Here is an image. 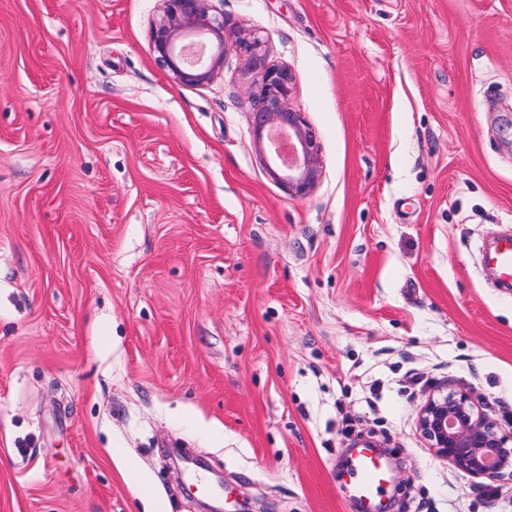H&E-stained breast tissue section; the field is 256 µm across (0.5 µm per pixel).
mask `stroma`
I'll list each match as a JSON object with an SVG mask.
<instances>
[{
	"label": "stroma",
	"mask_w": 512,
	"mask_h": 512,
	"mask_svg": "<svg viewBox=\"0 0 512 512\" xmlns=\"http://www.w3.org/2000/svg\"><path fill=\"white\" fill-rule=\"evenodd\" d=\"M291 75L321 175L253 148L239 50L176 84L159 0H0V512H512L418 428L512 435V0H212ZM488 262L497 270L499 276L506 281L512 280V238H501L492 253L488 256ZM353 497L363 512L383 510L382 492L386 474L381 457L369 445L354 449L351 468L348 472Z\"/></svg>",
	"instance_id": "1"
}]
</instances>
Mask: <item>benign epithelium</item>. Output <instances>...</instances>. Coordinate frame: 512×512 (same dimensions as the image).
<instances>
[{"mask_svg":"<svg viewBox=\"0 0 512 512\" xmlns=\"http://www.w3.org/2000/svg\"><path fill=\"white\" fill-rule=\"evenodd\" d=\"M161 17L151 32V47L159 64L176 83L200 86L223 68L229 47L259 65L260 41L241 30L234 41L225 32L224 17L212 13L209 0H161ZM291 77L281 67L263 68L252 89L253 147L270 175L289 193L306 194L321 168L314 137L300 113L289 107ZM419 430L437 456L473 477L512 480V437L500 435L475 412L468 394L436 389L418 417Z\"/></svg>","mask_w":512,"mask_h":512,"instance_id":"7a95c632","label":"benign epithelium"}]
</instances>
